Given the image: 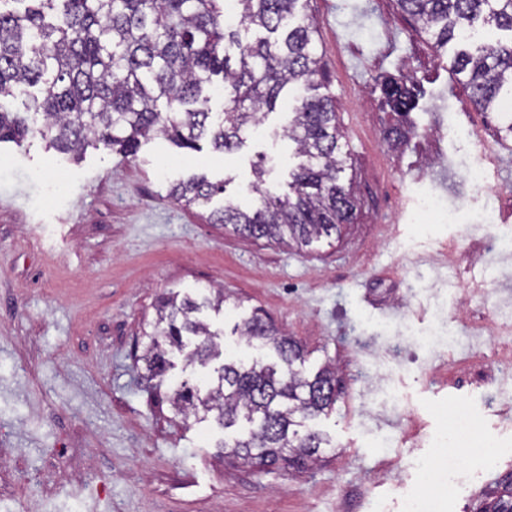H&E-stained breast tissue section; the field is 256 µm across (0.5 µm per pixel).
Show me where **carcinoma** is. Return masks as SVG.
Segmentation results:
<instances>
[{"label": "carcinoma", "mask_w": 512, "mask_h": 512, "mask_svg": "<svg viewBox=\"0 0 512 512\" xmlns=\"http://www.w3.org/2000/svg\"><path fill=\"white\" fill-rule=\"evenodd\" d=\"M225 0H0V142L22 144L37 133L64 153L81 155L101 143L135 155L141 141L165 138L194 150L202 139L223 153L241 148L244 134L262 123L283 91L295 106L284 133L301 161L288 173V192L272 195L264 171L251 191L256 205L227 204L208 214L212 224L242 236L307 247L340 233L354 204L340 183L344 160L336 112L317 94L320 57L316 24L298 9L302 0H235L239 22L224 19ZM19 3L24 9H8ZM433 44L461 43L454 67L474 104L499 111L512 98V0H397ZM221 77L225 106L213 120L207 87ZM382 91L396 112L413 107L405 83ZM224 183L195 174L172 186L173 200L209 206ZM202 304L169 298L157 307L144 359L151 377L173 367L169 349L183 337L198 343L185 366H207L221 356L217 334L200 321ZM240 335L276 359L225 361L206 393L184 381L174 390L175 414L214 412L226 429L222 447L246 463L283 461L305 468L330 438L306 428L336 400L330 369L306 376L302 347L259 316ZM480 512H512V479Z\"/></svg>", "instance_id": "cac0c4a2"}]
</instances>
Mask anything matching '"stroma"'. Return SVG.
Returning a JSON list of instances; mask_svg holds the SVG:
<instances>
[{
    "label": "stroma",
    "mask_w": 512,
    "mask_h": 512,
    "mask_svg": "<svg viewBox=\"0 0 512 512\" xmlns=\"http://www.w3.org/2000/svg\"><path fill=\"white\" fill-rule=\"evenodd\" d=\"M306 12L355 203L340 235L303 249L245 238L169 196L196 173L245 205L258 167L287 192L285 98L230 155L206 139L193 151L155 138L132 157L91 146L75 158L37 135L0 143V512H402L428 482L373 475L433 453L452 404L512 444V250L489 247L512 237V134L396 0H308ZM385 77L414 84L412 110L386 105ZM427 197L469 222L434 218ZM490 209L496 223H482ZM212 290L224 305L203 318L225 357L256 356L236 326L258 314L302 345L307 374L333 368L336 402L311 423L332 440L318 463L225 457L214 418L167 401L210 374L181 352L162 386L147 380L143 329L161 297ZM429 329L436 345L418 344Z\"/></svg>",
    "instance_id": "stroma-1"
}]
</instances>
